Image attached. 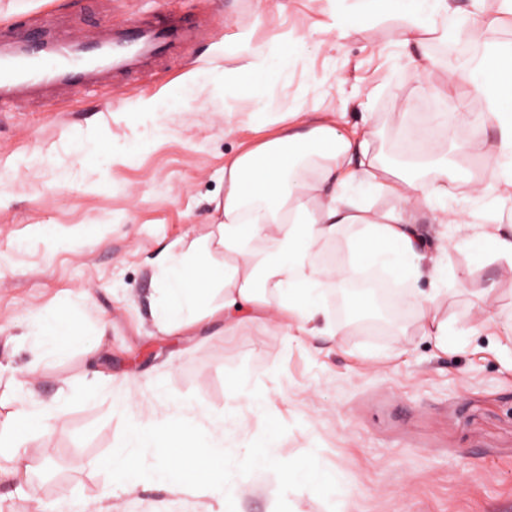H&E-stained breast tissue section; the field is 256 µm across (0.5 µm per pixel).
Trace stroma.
<instances>
[{
	"instance_id": "obj_1",
	"label": "stroma",
	"mask_w": 512,
	"mask_h": 512,
	"mask_svg": "<svg viewBox=\"0 0 512 512\" xmlns=\"http://www.w3.org/2000/svg\"><path fill=\"white\" fill-rule=\"evenodd\" d=\"M329 0H0V42L53 21L66 38L107 37L117 26L186 24L191 35L140 70L111 72L109 88L60 87L0 102V417L22 399L74 396L54 430L30 450L39 472L25 485L0 471V512H33L38 500L94 504L109 477L100 461L120 443L132 395L144 417H164L168 402L188 399L216 417L228 396L226 371L246 367L260 387L264 414L288 427L275 446L282 459L315 452L342 472L333 503L300 489L291 512H512V276L477 240L465 196L449 183L460 223L443 228L419 211L422 231L446 245L455 278L442 298L448 347L397 331L345 329L333 340L288 335L275 326L223 322L205 330L159 332L150 315V258L162 247L208 232L214 197L224 194L226 159L273 136L285 112H340L345 131L374 113V153L394 173L392 153L406 128L428 124L421 106L452 65L416 76L397 42L402 21L362 26L329 48L318 28ZM250 47L288 57V76L242 72ZM203 76L192 98L189 71ZM235 69L236 81L224 79ZM267 96L262 122L248 119L255 93ZM176 97L148 133L141 105ZM96 129L118 153L108 163L83 158L81 140ZM57 228L51 245L41 226ZM475 238L473 250L455 244ZM93 298L88 318L110 327L94 357L64 348L39 372L26 332L40 315L68 323L71 299ZM496 326H488L487 317ZM278 481L267 470L246 477L235 512H274ZM113 512H226L225 502L170 493L141 480L115 488Z\"/></svg>"
}]
</instances>
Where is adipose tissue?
<instances>
[{
    "instance_id": "adipose-tissue-1",
    "label": "adipose tissue",
    "mask_w": 512,
    "mask_h": 512,
    "mask_svg": "<svg viewBox=\"0 0 512 512\" xmlns=\"http://www.w3.org/2000/svg\"><path fill=\"white\" fill-rule=\"evenodd\" d=\"M403 2L404 46H422L426 34L444 43L456 38L448 0ZM386 3L336 0L324 31L332 40L345 38L351 27L380 20ZM482 27L478 21L469 31L471 39L481 41V52L449 71L447 87L433 93L445 100L453 88H464L483 101L484 111L438 113L436 125L409 129L407 138L425 153L435 133L452 139L461 126L472 137L496 128L491 161L482 178L470 180L468 194L475 220L496 224L500 212L484 209L483 202L492 194L512 202V42L482 41ZM279 122L278 136L225 163L224 198L215 204L222 221L193 242L170 243L153 257L160 329L199 330L220 319L228 331L249 321L332 339L340 326L325 304L326 276L341 282L348 272L377 268L394 281H431L429 290L413 293L415 323L421 338L446 347L448 321L435 310L448 278L447 254L419 234L413 214L426 210L436 223H456L457 213L448 206L447 164L420 179L392 177L371 153L377 132L372 119L352 134L340 119L314 112H287ZM366 191L392 198L393 207L373 210L362 197ZM341 238L346 241L343 259L317 267L312 261L316 249ZM90 303L88 292L75 296L76 321L70 330L48 317L29 326L27 336L39 351L30 372L50 362L63 344L82 343L87 331L105 336L108 321L98 320L88 329L81 320ZM60 414V409L30 402L0 421V457L14 461L18 479L28 476L34 434L49 433Z\"/></svg>"
}]
</instances>
